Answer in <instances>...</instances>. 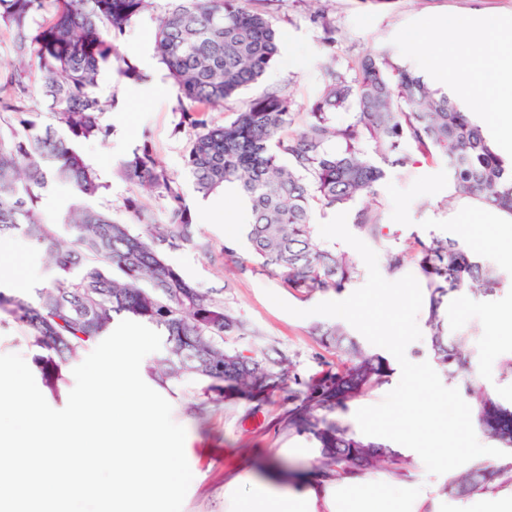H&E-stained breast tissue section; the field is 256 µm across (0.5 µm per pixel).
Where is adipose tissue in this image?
<instances>
[{
	"mask_svg": "<svg viewBox=\"0 0 512 512\" xmlns=\"http://www.w3.org/2000/svg\"><path fill=\"white\" fill-rule=\"evenodd\" d=\"M479 38L484 54L478 65L458 57L445 76L461 98L482 101L494 117L500 145L512 150V29L489 19ZM362 484L356 476L297 492L263 484L251 500L241 504L239 512H407L396 498L371 494L365 500H353L351 490Z\"/></svg>",
	"mask_w": 512,
	"mask_h": 512,
	"instance_id": "adipose-tissue-1",
	"label": "adipose tissue"
}]
</instances>
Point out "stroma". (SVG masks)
Returning <instances> with one entry per match:
<instances>
[{
  "instance_id": "stroma-1",
  "label": "stroma",
  "mask_w": 512,
  "mask_h": 512,
  "mask_svg": "<svg viewBox=\"0 0 512 512\" xmlns=\"http://www.w3.org/2000/svg\"><path fill=\"white\" fill-rule=\"evenodd\" d=\"M324 5L337 30L336 44L331 48L322 44L321 31L310 18L306 0H260L259 9L286 32L287 39L276 62L257 84L223 109L212 112L216 123L231 120L235 110L271 90L288 95L295 111H308L322 82V68L331 59L345 70L368 52L389 49L413 69L434 78L430 61L442 48L431 36L433 25L450 16L470 26L495 16L512 20V0H392L382 8L370 0H325ZM157 25L156 13H144L118 42L112 65L103 70L97 89L108 103L101 120L111 127L112 134L107 142L82 144L81 150L105 184L99 204L109 206L115 217L123 219L130 198H138L157 212L165 206L163 198L137 192L115 174L121 160L142 142H149L157 160L186 191L199 231L218 249L225 238L241 235L244 218L238 215L230 222L220 218L223 193L201 198L192 191L183 163L191 131L181 122L177 91L154 54ZM127 63L140 69L142 81L122 76ZM379 195L385 202L389 231L403 238L413 232L461 236L490 263L504 265L502 253L484 242L492 222L487 208L465 198L442 206V199L448 195V177L441 165L423 158L411 170L390 169ZM424 197L429 200L425 208L419 205ZM169 259L196 285L221 289L225 304L260 329L259 338L237 340L238 348L255 351L276 347L304 376L318 371L321 364L335 363V351L323 346L312 333L315 317L292 316L268 298L273 292L291 307L308 309L326 301V294L302 297L264 271L242 273L233 262L211 261L190 247L170 254ZM0 264L9 267L7 282L19 294L38 286L45 277L43 253L21 237L0 242ZM492 305L512 313V287L491 303L469 295L455 298L449 318L454 328H477L481 355L473 360L469 372L476 376L479 387L507 401L512 399V382L501 379L499 364L503 356L512 353V346L487 342L485 313ZM197 389L196 382L184 381L167 396L174 421L187 431L185 454L193 473L182 512H237L240 502L250 498L252 484L259 481H270L281 488L315 482L313 458L305 452V439L277 425L281 412L277 401L265 404L250 418L245 417L243 406L227 402L198 418L189 410ZM460 474L457 468L439 476L430 474L419 460L408 476L380 469L368 473L367 478L383 493L403 499L409 512H473L470 501L454 500L445 492L450 478Z\"/></svg>"
}]
</instances>
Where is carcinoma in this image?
Listing matches in <instances>:
<instances>
[{
    "label": "carcinoma",
    "instance_id": "1",
    "mask_svg": "<svg viewBox=\"0 0 512 512\" xmlns=\"http://www.w3.org/2000/svg\"><path fill=\"white\" fill-rule=\"evenodd\" d=\"M248 0H0V29L8 31L18 65L0 75V240L21 236L46 256V279L28 294L0 287V314L15 324L33 352L44 386L59 396L66 369L107 335L132 320L163 338L162 356L145 369L157 388L191 378L200 384L191 410L242 402L253 415L274 395L282 400L281 430L319 449L316 468L326 477L361 476L383 468L403 476L410 458L389 445L364 440L340 415L389 383L387 357L366 350L339 323H318L312 333L336 351L338 362L308 377L275 347L262 357L229 343L260 331L238 317L217 289H201L167 255L193 247L213 257L196 230L181 184L148 144L122 160L116 174L167 201L163 219L135 198L129 220L93 205L105 189L80 151L105 142L100 72L116 45L143 13L161 10L154 52L178 91L183 123L192 129L185 169L195 193L232 191L245 203L244 240H224V255L257 263L293 292L308 297L345 292L360 276L356 257L340 242L316 236L314 215L347 213L360 235L382 244L388 273L415 261L428 293L429 351L448 383L473 396L475 427L512 450V402L476 389L464 376L476 350L472 336L448 322L453 297L468 292L495 297L512 271L485 261L467 242L450 236L384 243V204L378 187L386 166L410 170L417 158L446 167L451 197L467 198L512 218V156L503 154L486 124L448 91L434 87L389 50L365 54L352 79L323 66L318 95L305 115L274 90L256 98L233 120L217 124L207 112L257 83L276 61L283 34ZM312 20L332 45L336 29L325 9ZM49 103L51 123L39 121L27 100L32 71ZM353 111L339 124L335 112ZM70 185L76 202L56 217L41 209L54 185ZM245 251L248 259L238 258ZM512 487V457L475 461L446 493L457 498Z\"/></svg>",
    "mask_w": 512,
    "mask_h": 512
}]
</instances>
